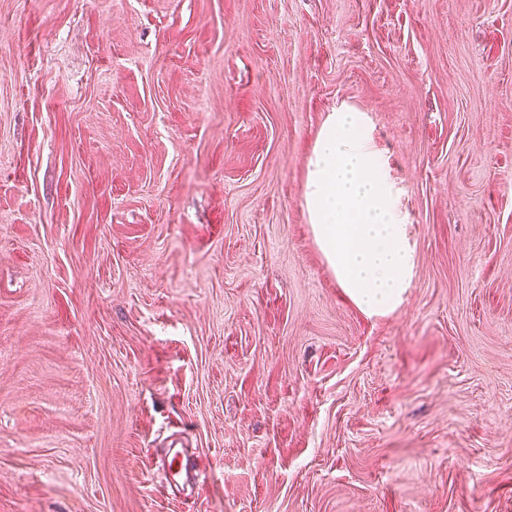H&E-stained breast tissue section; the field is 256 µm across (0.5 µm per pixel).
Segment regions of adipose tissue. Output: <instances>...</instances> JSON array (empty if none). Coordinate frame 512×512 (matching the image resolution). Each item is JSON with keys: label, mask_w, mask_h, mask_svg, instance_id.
<instances>
[{"label": "adipose tissue", "mask_w": 512, "mask_h": 512, "mask_svg": "<svg viewBox=\"0 0 512 512\" xmlns=\"http://www.w3.org/2000/svg\"><path fill=\"white\" fill-rule=\"evenodd\" d=\"M302 196L313 238L349 300L369 316L400 307L414 278L416 251L367 113L343 106L328 114L308 159Z\"/></svg>", "instance_id": "ef3b65f1"}]
</instances>
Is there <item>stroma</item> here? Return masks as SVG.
<instances>
[{
  "label": "stroma",
  "mask_w": 512,
  "mask_h": 512,
  "mask_svg": "<svg viewBox=\"0 0 512 512\" xmlns=\"http://www.w3.org/2000/svg\"><path fill=\"white\" fill-rule=\"evenodd\" d=\"M344 104L385 317L301 197ZM0 512H512V0H0ZM313 238L344 294L368 316L402 305L416 268L408 214L366 112L328 114L302 190ZM185 458V448H167L166 458L161 465L165 473V488L174 494H184L183 470H186Z\"/></svg>",
  "instance_id": "obj_1"
}]
</instances>
